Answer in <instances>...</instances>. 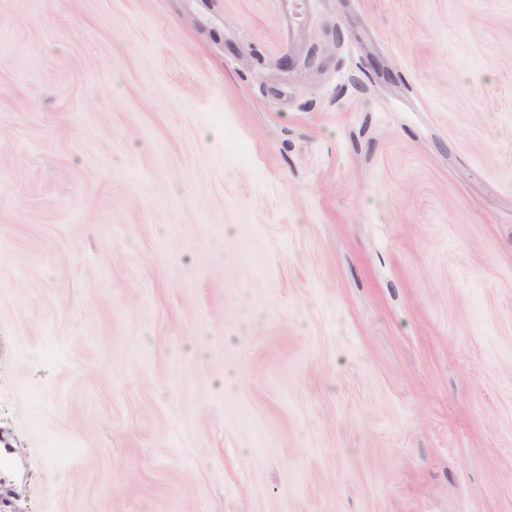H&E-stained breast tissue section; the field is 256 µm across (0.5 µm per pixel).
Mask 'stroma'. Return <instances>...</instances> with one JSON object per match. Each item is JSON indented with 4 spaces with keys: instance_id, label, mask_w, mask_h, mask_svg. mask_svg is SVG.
<instances>
[{
    "instance_id": "obj_1",
    "label": "stroma",
    "mask_w": 512,
    "mask_h": 512,
    "mask_svg": "<svg viewBox=\"0 0 512 512\" xmlns=\"http://www.w3.org/2000/svg\"><path fill=\"white\" fill-rule=\"evenodd\" d=\"M11 512H512V0H0Z\"/></svg>"
}]
</instances>
